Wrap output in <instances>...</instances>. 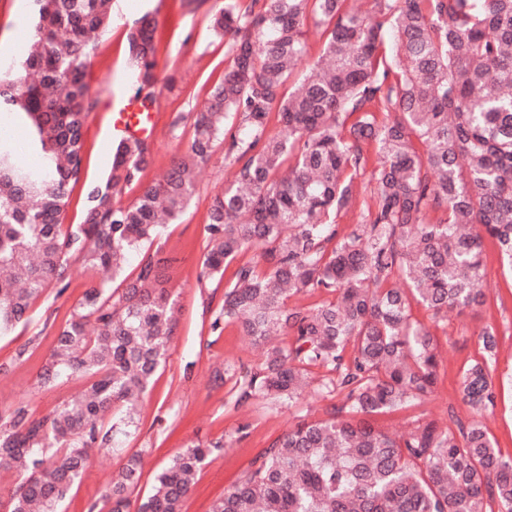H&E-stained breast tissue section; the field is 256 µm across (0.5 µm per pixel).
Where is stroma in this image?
Masks as SVG:
<instances>
[{
	"mask_svg": "<svg viewBox=\"0 0 512 512\" xmlns=\"http://www.w3.org/2000/svg\"><path fill=\"white\" fill-rule=\"evenodd\" d=\"M223 0H112V24L93 53L89 69L95 107L84 142V175L72 189L65 221L82 223L88 186L105 180L115 153L112 114L131 97L132 64L128 33L144 14L154 16L163 27L156 46V112L160 129L152 140V160L138 184L125 188L118 201L129 204L169 168L172 158L183 152L192 136L196 111L212 89L224 79L231 58L225 39L213 35L210 18ZM31 0H0V59L17 58L29 34ZM181 125H174V118ZM230 167L223 148L200 166L196 194L179 223L168 225L163 240L166 253L181 257L171 271L169 286L177 299L179 327L169 355L138 408L136 425L125 429L121 414H114L111 450L96 454L82 480L62 505L63 512H87L98 501L127 454L144 457L140 483L131 496L139 502L153 485L157 472L166 467L182 446L192 441L222 440L224 448L200 469L182 512H211L250 468L254 459L288 427L303 419L323 417L327 406L341 404L338 393L325 389L332 374L314 367L304 397L293 403L271 405L257 399L235 408L229 385H214V369H240L258 362L261 346L244 336L232 323L211 330L220 314L224 285L214 281L199 287L197 275L206 247L204 224L209 202L224 187ZM483 290L485 304L448 316L433 318L420 304H412L411 319L430 328L439 344V378L424 402L409 403L375 416L376 428L400 435L416 423L438 420L455 429L457 421L472 417L461 391V373L479 357L480 335L493 328L499 338L491 374L496 406L483 422L503 457L512 458V272L503 265L492 240H485ZM88 279L81 266H74L69 288L47 289L29 310L28 322L0 335V410L28 406L35 416L49 414L64 399L84 386L75 378L54 388L41 386L38 374L44 365L58 329L82 298Z\"/></svg>",
	"mask_w": 512,
	"mask_h": 512,
	"instance_id": "35a3bbf8",
	"label": "stroma"
}]
</instances>
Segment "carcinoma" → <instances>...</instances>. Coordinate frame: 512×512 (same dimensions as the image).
<instances>
[{
    "label": "carcinoma",
    "instance_id": "cac0c4a2",
    "mask_svg": "<svg viewBox=\"0 0 512 512\" xmlns=\"http://www.w3.org/2000/svg\"><path fill=\"white\" fill-rule=\"evenodd\" d=\"M365 2L363 12L353 0H224L211 27L228 39L232 60L195 113L187 155L121 205L117 195L151 159L147 140L122 141L105 184L87 189L83 222L70 225L68 192L83 176L93 108L87 63L110 27L112 0H32L27 54L0 66V118L29 124L38 158L31 167L0 145V334L46 289L65 291L72 262L115 278L128 255L139 261L117 299L110 283L89 285L41 368L42 385L79 377L83 392L41 418L22 406L0 412V469L21 475L0 501L4 512H59L91 450L112 448L107 414L122 407L134 419L178 328L164 275L177 258L164 255L160 228L190 206L195 170L219 145L234 171L209 203L197 282L206 287L258 250L236 265L211 329L235 323L266 350L215 380L233 381L239 406L257 397L290 403L321 366L336 374L328 392L342 405L278 437L211 512H512V458L478 420L496 403L494 329L462 371L475 417L458 432L426 420L396 439L372 424L437 384L438 341L411 321V304L436 316L484 304L486 237L512 271V0ZM309 23L322 37L323 65L289 90ZM157 39L148 14L128 36L134 97L147 111L157 103ZM367 144L378 155L372 204L340 237L336 216L358 200ZM430 208L445 218L426 223ZM312 290L332 299L288 308ZM276 336L292 341L275 345ZM221 447L183 446L137 512H181ZM142 471L141 454L127 455L101 508L130 512Z\"/></svg>",
    "mask_w": 512,
    "mask_h": 512
}]
</instances>
